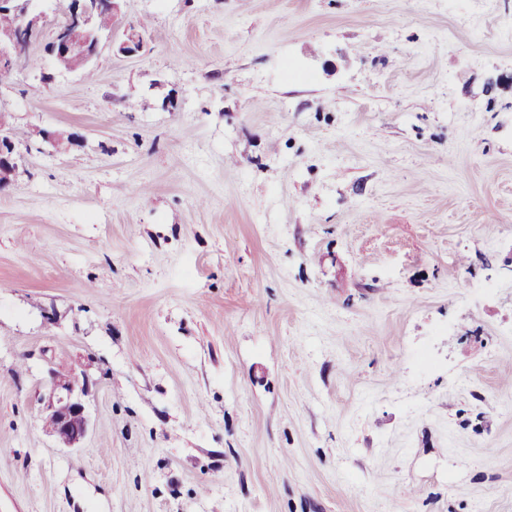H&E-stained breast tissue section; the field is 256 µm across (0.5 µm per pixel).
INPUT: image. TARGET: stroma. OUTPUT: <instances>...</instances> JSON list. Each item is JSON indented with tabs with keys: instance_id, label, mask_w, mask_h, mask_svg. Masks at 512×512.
Returning <instances> with one entry per match:
<instances>
[{
	"instance_id": "35a3bbf8",
	"label": "stroma",
	"mask_w": 512,
	"mask_h": 512,
	"mask_svg": "<svg viewBox=\"0 0 512 512\" xmlns=\"http://www.w3.org/2000/svg\"><path fill=\"white\" fill-rule=\"evenodd\" d=\"M67 6L0 78V512H512V0H123L89 78ZM9 150V152H8ZM18 172V157L15 145L8 132L0 128V188L14 183ZM93 382L85 372L63 382L54 381L45 405L44 421L49 434L63 448H76L89 431V419L83 398Z\"/></svg>"
}]
</instances>
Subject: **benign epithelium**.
I'll use <instances>...</instances> for the list:
<instances>
[{"mask_svg":"<svg viewBox=\"0 0 512 512\" xmlns=\"http://www.w3.org/2000/svg\"><path fill=\"white\" fill-rule=\"evenodd\" d=\"M121 0H70L66 22L46 43V52L59 71L76 72L91 64L98 56L105 32L95 20L93 11H106L118 16ZM0 12L14 15V24L0 30V74H6L29 55L31 43L41 32L44 12L34 0H0ZM143 48V38L132 26L123 31L118 51L135 54ZM18 172L15 145L8 132L0 128V188L14 183ZM93 382L82 372L69 379L53 382L45 405L44 421L49 434L64 448H76L89 431L84 397Z\"/></svg>","mask_w":512,"mask_h":512,"instance_id":"benign-epithelium-1","label":"benign epithelium"}]
</instances>
